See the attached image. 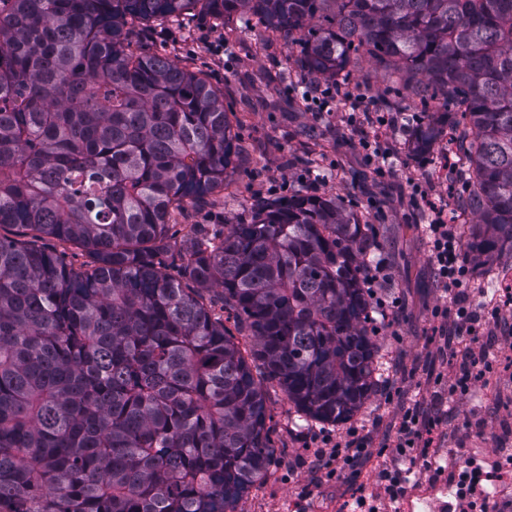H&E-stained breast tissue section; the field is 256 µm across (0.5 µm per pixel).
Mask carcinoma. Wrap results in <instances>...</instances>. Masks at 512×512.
I'll return each instance as SVG.
<instances>
[{"label":"carcinoma","mask_w":512,"mask_h":512,"mask_svg":"<svg viewBox=\"0 0 512 512\" xmlns=\"http://www.w3.org/2000/svg\"><path fill=\"white\" fill-rule=\"evenodd\" d=\"M197 5L258 17L312 77L367 54L423 104L453 101L464 208L486 251L512 244V0H0V228L31 236H0V512H233L271 463L263 382L330 423L374 391V234L336 198L169 235L224 186V94L124 28ZM38 245L63 255L68 264H74L75 267L88 260L86 252L71 242H62L54 238L44 237L38 241ZM220 290H217L215 292H211L210 293V296H212V298L214 299V301L216 302V307H215V313H217L218 315H222L224 314V326L229 330V332L235 336V341L239 344L241 350H242V353L243 355L246 357L247 361L252 365V369L254 370L255 368H253V364L251 362V359H250V348H251V345H252V340L250 337H248V333L243 331V332H238L235 324H234V321L233 319H226L227 317V313H223L220 311V306H221V303H220V300H219V293Z\"/></svg>","instance_id":"1"}]
</instances>
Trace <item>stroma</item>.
Masks as SVG:
<instances>
[{
    "mask_svg": "<svg viewBox=\"0 0 512 512\" xmlns=\"http://www.w3.org/2000/svg\"><path fill=\"white\" fill-rule=\"evenodd\" d=\"M133 50L169 58L223 92L236 151L222 190L185 203L170 232L182 237L191 225L211 232L249 222L255 204L301 193L336 197L347 211L373 224L377 253L386 266L379 296L392 301L385 330L374 336L383 376L362 410L342 423H307L298 417L278 386L265 384L273 458L266 475L242 496L234 512H350L361 492L374 488L379 472L395 457L396 426L403 409L420 404L436 420L435 447L463 458H494L512 448V347L496 336L498 374L474 383L468 394L452 396L456 372L441 350L446 323L434 314L445 303L429 262L430 212L418 208L428 192L461 243L473 242L472 215L457 212L469 187L458 170L455 145L448 139L418 150L415 129L435 118L441 126L455 112L427 116L414 97L402 98L393 80L369 56L352 59L348 89L358 108L337 99L307 97L312 79L278 33L257 23L223 20L200 10L178 17L129 20ZM405 113V121L376 127L377 113ZM388 156L391 169L378 176L365 160L367 150ZM445 179H437L438 171ZM467 289L479 299V275L489 269L512 289V249L492 256L470 251ZM358 428L364 452L340 477L315 467V438L345 436Z\"/></svg>",
    "mask_w": 512,
    "mask_h": 512,
    "instance_id": "obj_1",
    "label": "stroma"
}]
</instances>
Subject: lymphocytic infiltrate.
I'll list each match as a JSON object with an SVG mask.
<instances>
[{
    "instance_id": "1",
    "label": "lymphocytic infiltrate",
    "mask_w": 512,
    "mask_h": 512,
    "mask_svg": "<svg viewBox=\"0 0 512 512\" xmlns=\"http://www.w3.org/2000/svg\"><path fill=\"white\" fill-rule=\"evenodd\" d=\"M427 231L431 242L430 260L443 288L456 305L455 324L468 334L471 343L470 350L458 363L457 388L464 392L493 368L490 350L483 344L481 321L487 316L494 325H502L503 310L512 309V290L502 289L495 301L486 303L484 311L469 308L460 294L468 268L452 225L438 220L428 225ZM431 431V423L421 420L416 409L404 411L398 428L395 463L380 472L374 490L356 500L357 512H399L406 485L419 464L434 475H447L455 489L459 512H512V500L491 499L486 493L488 485L512 473V453L497 455L492 460L473 455L462 461L453 457L444 459L430 448Z\"/></svg>"
}]
</instances>
